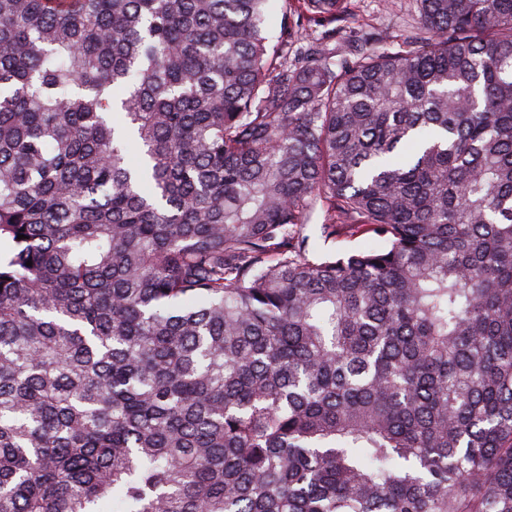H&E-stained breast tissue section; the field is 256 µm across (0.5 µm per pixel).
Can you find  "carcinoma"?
I'll use <instances>...</instances> for the list:
<instances>
[{
    "instance_id": "obj_1",
    "label": "carcinoma",
    "mask_w": 512,
    "mask_h": 512,
    "mask_svg": "<svg viewBox=\"0 0 512 512\" xmlns=\"http://www.w3.org/2000/svg\"><path fill=\"white\" fill-rule=\"evenodd\" d=\"M283 2L0 0V512H512V0ZM387 1L394 5H387ZM353 3L360 23L370 24L387 40L398 39L395 37L405 33L414 16L413 0H355ZM323 215L317 211L313 216L311 223L307 226L306 232L314 242L317 252L336 251L337 253H352L369 244L367 236L357 237L349 234L341 235L336 241L324 242L321 238L320 224H322Z\"/></svg>"
}]
</instances>
